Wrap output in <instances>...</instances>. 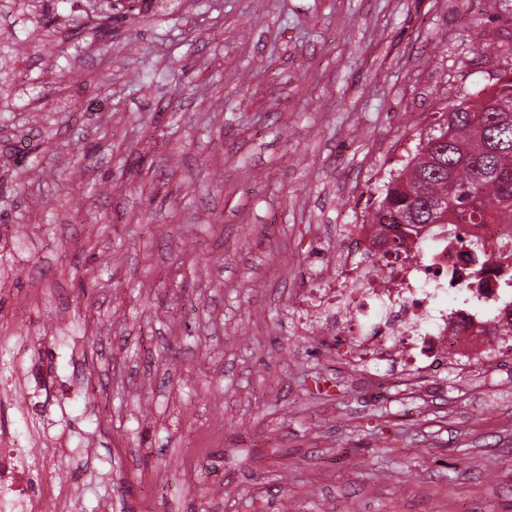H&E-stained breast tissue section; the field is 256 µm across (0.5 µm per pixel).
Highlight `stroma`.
I'll return each instance as SVG.
<instances>
[{"mask_svg":"<svg viewBox=\"0 0 512 512\" xmlns=\"http://www.w3.org/2000/svg\"><path fill=\"white\" fill-rule=\"evenodd\" d=\"M44 11L0 0V434L63 450L75 512H512V360L414 396L298 324L341 225L512 75V0Z\"/></svg>","mask_w":512,"mask_h":512,"instance_id":"stroma-1","label":"stroma"}]
</instances>
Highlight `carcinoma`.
Masks as SVG:
<instances>
[{
    "mask_svg": "<svg viewBox=\"0 0 512 512\" xmlns=\"http://www.w3.org/2000/svg\"><path fill=\"white\" fill-rule=\"evenodd\" d=\"M375 224L393 231L386 252L401 256L407 240L442 225L448 241L469 248L471 278L484 260L512 257V242L488 243L464 236L467 224H512V78L441 114L403 170L390 178L375 202Z\"/></svg>",
    "mask_w": 512,
    "mask_h": 512,
    "instance_id": "cac0c4a2",
    "label": "carcinoma"
}]
</instances>
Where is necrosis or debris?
<instances>
[{"label":"necrosis or debris","instance_id":"1","mask_svg":"<svg viewBox=\"0 0 512 512\" xmlns=\"http://www.w3.org/2000/svg\"><path fill=\"white\" fill-rule=\"evenodd\" d=\"M380 234L367 213L348 225L333 258L341 283L308 290L302 329L346 337L358 360L404 376L474 371L490 347L486 303H496L500 325L512 320V291L498 288L497 263H488L482 287L445 305L441 296L469 266L464 248L448 249L433 233L424 238L427 251L412 248L397 258L386 254ZM359 252L371 255V263L354 262ZM60 456L57 448L0 440V512H73L59 482Z\"/></svg>","mask_w":512,"mask_h":512}]
</instances>
